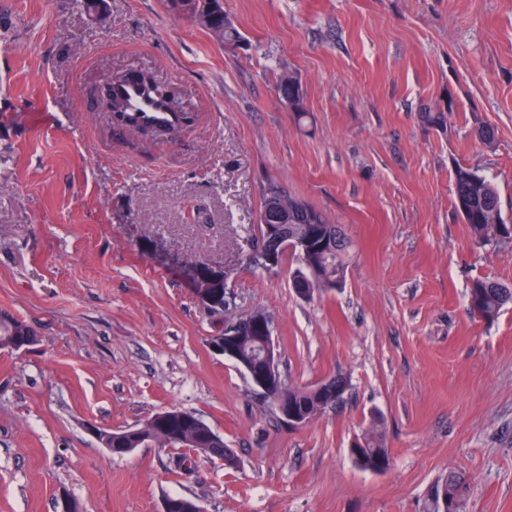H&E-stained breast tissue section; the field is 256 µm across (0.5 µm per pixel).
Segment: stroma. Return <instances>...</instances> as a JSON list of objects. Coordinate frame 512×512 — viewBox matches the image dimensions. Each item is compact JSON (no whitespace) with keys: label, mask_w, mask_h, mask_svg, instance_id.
<instances>
[{"label":"stroma","mask_w":512,"mask_h":512,"mask_svg":"<svg viewBox=\"0 0 512 512\" xmlns=\"http://www.w3.org/2000/svg\"><path fill=\"white\" fill-rule=\"evenodd\" d=\"M225 47L164 0H0V313L31 325L0 349V512H437L448 473L465 512H512V304L468 312L478 278L512 285V247L474 243L452 168H480L512 218V0H224ZM152 71L195 123L141 141L96 111L105 75ZM301 81L307 117L278 98ZM429 112L447 113L446 127ZM496 132L493 145L477 135ZM276 181L352 242L343 288L296 295L290 256L248 266ZM202 208L204 223L184 211ZM265 313L286 384L340 374L342 401L284 424L211 336ZM177 408L237 470L177 448L111 454L88 432ZM380 416L392 459L349 448ZM441 488L448 491L450 498H455V512H463L465 500L469 492V483L461 473H450L441 482Z\"/></svg>","instance_id":"obj_1"}]
</instances>
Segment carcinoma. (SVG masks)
<instances>
[{"label": "carcinoma", "mask_w": 512, "mask_h": 512, "mask_svg": "<svg viewBox=\"0 0 512 512\" xmlns=\"http://www.w3.org/2000/svg\"><path fill=\"white\" fill-rule=\"evenodd\" d=\"M169 8L179 17H185L207 30L224 45L235 46L241 40V33L224 16V0H167ZM140 88L147 93L163 111L171 114V120L163 123L165 127L174 126L179 115L164 97V90L157 84H142ZM280 101H288V108L298 117L305 116L304 93L300 81L291 72H283L276 83ZM129 84L115 77L112 81V110L121 115L123 127L136 133L150 123L143 121L129 108L126 95ZM454 206L472 238L484 245H512V221L503 217L500 196L494 183L479 169L467 165L455 164L453 169ZM286 201L303 216V220L313 219L311 228L319 233L318 240L326 245L297 253L299 267L295 269L293 281L301 280L305 286L317 291L326 286L333 289L343 287L336 281V271L346 268L348 251L347 238H339L342 229L330 222L326 215L302 198L288 194L278 183L270 181L264 187L258 215V244L248 257L249 264L260 266L258 253L269 244L266 226L281 201ZM468 309L472 316L491 324L497 320L502 309L512 304V286L491 280L477 279L468 289ZM33 330L22 320L6 314L0 316V349H12L16 336H28ZM237 352L243 359L251 361L253 369L260 367L261 356L255 339L244 337L237 345ZM288 403L293 406L301 419L312 423L328 409L335 407L341 399V393H333L325 386L318 388L285 387ZM170 422L159 424L149 417L131 427L112 429L111 441L126 442V447L137 448L145 442H151L159 448H183L189 453L210 455L212 439L220 435L201 418L190 411L166 409ZM359 455L355 458L357 466L364 471H374L381 465L390 464L391 457L386 446L385 435L379 419L375 418L357 439ZM448 496L455 499V512H463L469 492V483L461 473H450L441 482Z\"/></svg>", "instance_id": "1"}]
</instances>
